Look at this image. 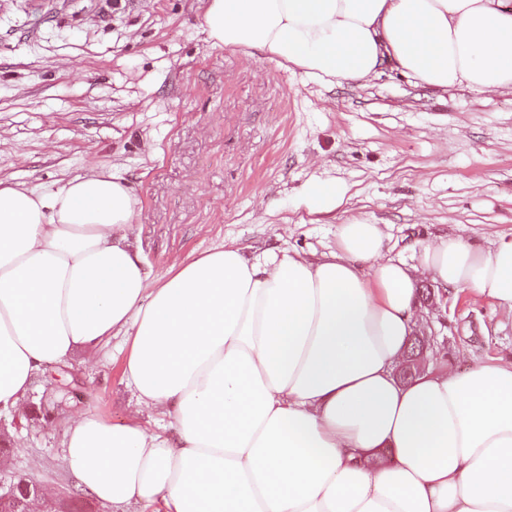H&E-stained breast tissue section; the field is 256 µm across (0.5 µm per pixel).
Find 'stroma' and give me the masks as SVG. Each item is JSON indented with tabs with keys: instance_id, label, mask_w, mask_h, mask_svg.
Masks as SVG:
<instances>
[{
	"instance_id": "1",
	"label": "stroma",
	"mask_w": 512,
	"mask_h": 512,
	"mask_svg": "<svg viewBox=\"0 0 512 512\" xmlns=\"http://www.w3.org/2000/svg\"><path fill=\"white\" fill-rule=\"evenodd\" d=\"M203 0H0V179L54 188L118 169L140 205L137 240L153 279L223 244L252 255L334 250L342 225H383L390 257L420 240L483 249L512 234V94L440 91L383 65L369 81L326 82L265 54L211 47ZM344 196L319 211L316 184ZM428 364L512 361V315L448 292ZM124 339L81 351L34 394L52 425L5 417L0 468L71 496L72 512H112L79 489L64 458L69 420H162L123 377ZM78 382L73 396L70 382Z\"/></svg>"
}]
</instances>
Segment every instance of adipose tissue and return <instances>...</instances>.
I'll list each match as a JSON object with an SVG mask.
<instances>
[{"label":"adipose tissue","instance_id":"obj_1","mask_svg":"<svg viewBox=\"0 0 512 512\" xmlns=\"http://www.w3.org/2000/svg\"><path fill=\"white\" fill-rule=\"evenodd\" d=\"M202 26L323 81L389 62L430 87L512 90V0H204ZM137 207L116 170L0 180V412L120 336L139 405L178 434L80 415L62 443L80 488L112 512H512V362L396 378L424 278L512 313V236L424 241L409 266L356 221L315 260L224 244L154 282Z\"/></svg>","mask_w":512,"mask_h":512}]
</instances>
